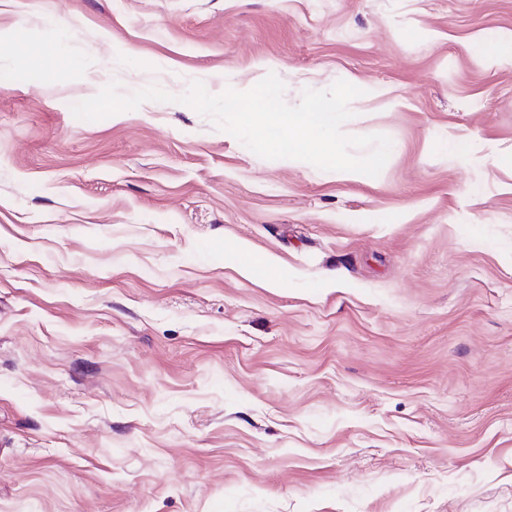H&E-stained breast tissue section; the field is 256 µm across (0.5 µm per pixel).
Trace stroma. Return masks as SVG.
I'll return each instance as SVG.
<instances>
[{
  "mask_svg": "<svg viewBox=\"0 0 512 512\" xmlns=\"http://www.w3.org/2000/svg\"><path fill=\"white\" fill-rule=\"evenodd\" d=\"M511 33L512 0H0V512H512ZM271 72L361 89L381 172L71 111Z\"/></svg>",
  "mask_w": 512,
  "mask_h": 512,
  "instance_id": "obj_1",
  "label": "stroma"
}]
</instances>
